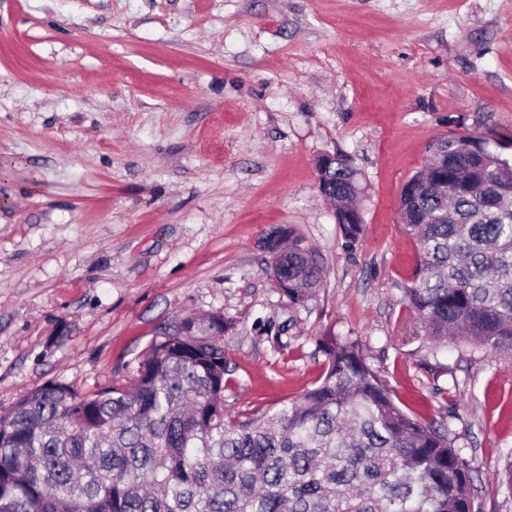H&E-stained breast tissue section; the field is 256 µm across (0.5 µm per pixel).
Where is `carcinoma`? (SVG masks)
<instances>
[{"instance_id": "cac0c4a2", "label": "carcinoma", "mask_w": 512, "mask_h": 512, "mask_svg": "<svg viewBox=\"0 0 512 512\" xmlns=\"http://www.w3.org/2000/svg\"><path fill=\"white\" fill-rule=\"evenodd\" d=\"M404 188L419 259L404 302L435 341L512 357V159L475 137L431 144ZM336 164V224L362 231ZM270 276L304 304L323 267L289 228ZM319 384L272 413L224 416V316L181 320L131 383H54L0 416V512H479L451 428L402 409L358 341H319Z\"/></svg>"}]
</instances>
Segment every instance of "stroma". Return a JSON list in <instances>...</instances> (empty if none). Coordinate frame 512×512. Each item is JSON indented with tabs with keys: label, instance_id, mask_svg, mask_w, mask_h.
<instances>
[{
	"label": "stroma",
	"instance_id": "1",
	"mask_svg": "<svg viewBox=\"0 0 512 512\" xmlns=\"http://www.w3.org/2000/svg\"><path fill=\"white\" fill-rule=\"evenodd\" d=\"M512 138V0H0V415L128 384L183 317H224V413L316 385L357 339L397 401L451 420L481 512H512V362L403 336L398 219L433 141ZM346 155L363 232L319 193ZM324 268L302 305L264 236ZM341 164V162L336 164V152L320 155L316 162L317 187L322 196L329 197L336 194V223L345 239L353 244L362 231V217L350 210L356 208L361 211L360 206L358 208L356 204L357 198L360 196V188L356 170L353 167L350 169L343 167ZM334 169L336 170L335 191L331 182V174ZM349 191L357 193L350 196L344 195ZM346 209L352 211L354 216H351Z\"/></svg>",
	"mask_w": 512,
	"mask_h": 512
}]
</instances>
